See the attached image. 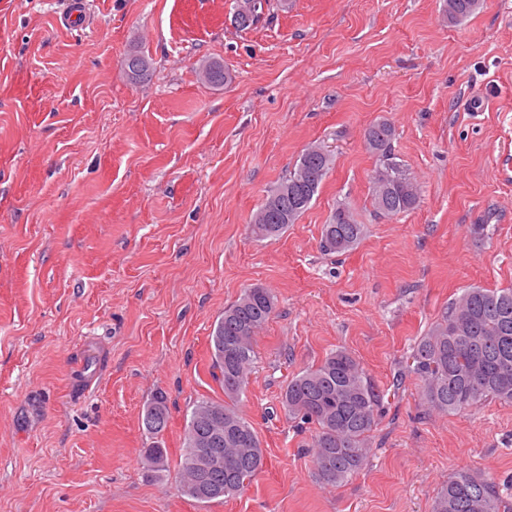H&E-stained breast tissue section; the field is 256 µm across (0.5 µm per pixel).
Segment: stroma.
Wrapping results in <instances>:
<instances>
[{
  "label": "stroma",
  "instance_id": "35a3bbf8",
  "mask_svg": "<svg viewBox=\"0 0 512 512\" xmlns=\"http://www.w3.org/2000/svg\"><path fill=\"white\" fill-rule=\"evenodd\" d=\"M0 0V512H432L450 476L512 504V403L427 412L401 371L463 289L512 287V0L448 22L445 0ZM139 49L149 80L128 79ZM231 76L207 83L206 62ZM386 121L420 199L371 206L365 128ZM333 164L276 238L250 219L309 145ZM347 204L365 226L324 254ZM253 286L277 298L240 408L264 448L245 490L182 495L192 404L222 399L210 336ZM343 348L381 396L364 468L321 483L280 405ZM168 399L167 471L141 414ZM364 233V224L342 203L336 207L329 224H324L319 246L325 254L346 252L359 243Z\"/></svg>",
  "mask_w": 512,
  "mask_h": 512
}]
</instances>
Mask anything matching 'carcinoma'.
<instances>
[{
	"label": "carcinoma",
	"mask_w": 512,
	"mask_h": 512,
	"mask_svg": "<svg viewBox=\"0 0 512 512\" xmlns=\"http://www.w3.org/2000/svg\"><path fill=\"white\" fill-rule=\"evenodd\" d=\"M249 0H236L235 23L245 29L258 20ZM448 21L471 16L479 0H446ZM128 76L143 82L151 77L152 64L138 50L125 60ZM205 79L215 86L230 81L224 65L204 66ZM395 132L385 121L364 131L366 148L376 157L372 189L374 211L394 217L414 209L417 185L392 148ZM332 164L331 155L319 145L308 146L288 177L260 205L250 225L258 239L276 237L296 223L307 210ZM365 233L352 209L340 204L323 225L320 249L342 253L359 243ZM277 298L267 289H245L224 308L214 325L211 342L212 376L220 383L224 399L203 398L191 410L179 465L182 492L200 503L220 501L241 491L261 470L264 449L251 421L239 409V398L249 383L256 359L255 340L273 315ZM407 373L420 383L422 403L429 411L457 413L482 400L512 403V289L466 288L427 333L414 344ZM380 395L361 363L347 350L338 349L316 366L288 380L280 404L288 418L315 426L308 445L317 477L327 485L342 483L364 466L370 435L380 418ZM169 407L163 394L146 406L143 432L144 456L153 471L167 467L166 450L159 438L167 428ZM219 420L224 432V458L230 467L214 480L198 472L197 439ZM508 503L496 481L460 470L448 479L433 512H505Z\"/></svg>",
	"instance_id": "obj_1"
}]
</instances>
